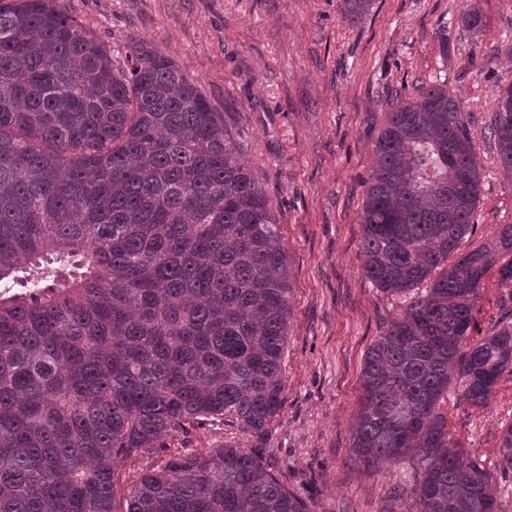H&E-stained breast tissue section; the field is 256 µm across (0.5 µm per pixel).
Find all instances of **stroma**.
I'll return each instance as SVG.
<instances>
[{
  "instance_id": "1",
  "label": "stroma",
  "mask_w": 512,
  "mask_h": 512,
  "mask_svg": "<svg viewBox=\"0 0 512 512\" xmlns=\"http://www.w3.org/2000/svg\"><path fill=\"white\" fill-rule=\"evenodd\" d=\"M343 0H66L108 46L152 42L193 79L243 145L288 255L291 316L282 359L283 405L262 435L204 424L169 439L170 452L264 448V464L310 512H420L409 464L373 467L351 452L368 347L402 307L365 278L360 213L372 142L394 89L447 79L470 115L482 173L475 233L463 250L512 224V183L484 128L512 83V0H478L484 28L462 22L463 0H374L345 19ZM448 36L451 52L440 53ZM467 339L512 323V296L489 270ZM456 446L498 475L499 432L512 422V375L485 409L458 387L439 407Z\"/></svg>"
}]
</instances>
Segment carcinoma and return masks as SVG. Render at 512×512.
Listing matches in <instances>:
<instances>
[{"instance_id": "1", "label": "carcinoma", "mask_w": 512, "mask_h": 512, "mask_svg": "<svg viewBox=\"0 0 512 512\" xmlns=\"http://www.w3.org/2000/svg\"><path fill=\"white\" fill-rule=\"evenodd\" d=\"M463 21L482 29L477 0ZM125 57L113 68L64 0H0V512H116L125 459L196 422L259 434L282 406L291 277L270 201L170 57L136 38ZM488 130L512 180V84ZM373 153L360 256L406 309L366 351L352 451L415 460L423 512H501L439 403L455 378L484 408L512 373V325L464 346L512 224L460 252L482 175L448 81L395 92ZM500 454L508 496L512 423ZM263 456L185 448L132 481L125 512H309Z\"/></svg>"}]
</instances>
